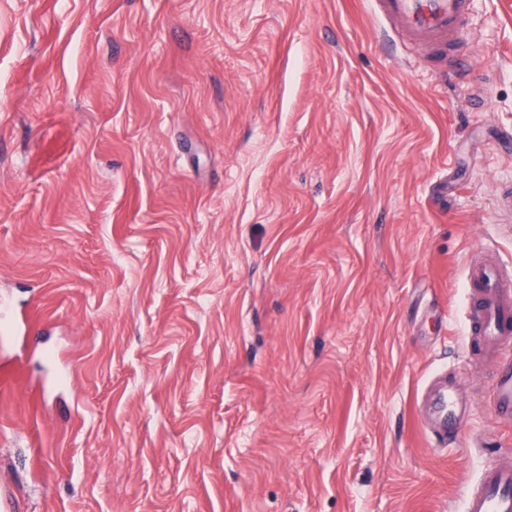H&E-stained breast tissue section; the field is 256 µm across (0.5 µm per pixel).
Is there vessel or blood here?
Wrapping results in <instances>:
<instances>
[{
    "instance_id": "vessel-or-blood-1",
    "label": "vessel or blood",
    "mask_w": 512,
    "mask_h": 512,
    "mask_svg": "<svg viewBox=\"0 0 512 512\" xmlns=\"http://www.w3.org/2000/svg\"><path fill=\"white\" fill-rule=\"evenodd\" d=\"M377 14L395 23L414 42L439 56L459 43L470 0H373ZM466 287L470 296L465 333L487 363L496 367L492 409L502 419H512V362H505L512 343V294L499 286L497 268L468 266ZM435 432H456L470 414L460 404L455 386H441L432 398ZM465 512H512V458L489 463L477 485L465 497Z\"/></svg>"
}]
</instances>
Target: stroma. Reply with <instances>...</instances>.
Wrapping results in <instances>:
<instances>
[{"instance_id": "35a3bbf8", "label": "stroma", "mask_w": 512, "mask_h": 512, "mask_svg": "<svg viewBox=\"0 0 512 512\" xmlns=\"http://www.w3.org/2000/svg\"><path fill=\"white\" fill-rule=\"evenodd\" d=\"M459 52L372 0H0V512H463L512 455L462 333L512 265V0ZM435 417L434 432L440 436L455 433L468 418L470 407L460 404L453 384L441 386L432 398Z\"/></svg>"}]
</instances>
